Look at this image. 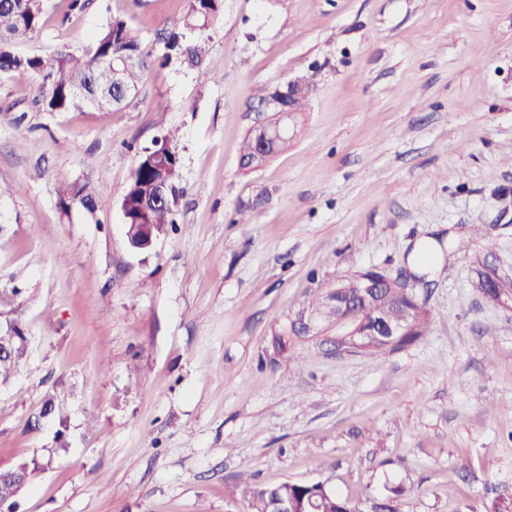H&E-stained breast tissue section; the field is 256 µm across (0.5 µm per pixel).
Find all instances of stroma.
<instances>
[{"label": "stroma", "instance_id": "obj_1", "mask_svg": "<svg viewBox=\"0 0 512 512\" xmlns=\"http://www.w3.org/2000/svg\"><path fill=\"white\" fill-rule=\"evenodd\" d=\"M70 3L45 0L18 52L84 50L120 16L153 61L111 111L46 112L37 76L0 75V319L32 338L0 388V468L55 446L27 423L75 390L68 452L0 512H247L242 474L366 504L401 485L399 512L512 502V309L471 285L480 262L512 278V0H219L204 29L189 0ZM173 32L198 65L167 57ZM294 81L287 150L242 167L271 117L256 88ZM163 138L174 222L138 250L120 200ZM64 183L111 203L62 209ZM368 267L427 273L425 336L289 334Z\"/></svg>", "mask_w": 512, "mask_h": 512}]
</instances>
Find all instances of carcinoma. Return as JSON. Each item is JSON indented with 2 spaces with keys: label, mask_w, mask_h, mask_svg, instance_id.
Returning a JSON list of instances; mask_svg holds the SVG:
<instances>
[{
  "label": "carcinoma",
  "mask_w": 512,
  "mask_h": 512,
  "mask_svg": "<svg viewBox=\"0 0 512 512\" xmlns=\"http://www.w3.org/2000/svg\"><path fill=\"white\" fill-rule=\"evenodd\" d=\"M218 10V0H190L185 20L188 28H202L209 23ZM43 0H0V72L36 73L41 76L39 97L47 112H82L91 107V96L107 94L96 108L120 106L131 94L137 92L144 70L149 65L150 54L145 52L142 40L125 19L114 17L98 33L92 45L81 53L68 49L58 51L46 62L37 56L19 54L14 46L32 37L42 25ZM128 55L137 57L134 67L124 70L118 82L111 81L106 62ZM159 175L158 166L144 164L137 178L130 181L129 197L147 192ZM83 188L73 184L60 188V201L64 206L74 203L103 207L109 197L102 193L97 198L82 195ZM379 305L386 313L396 315L406 308L420 310L418 324L399 343L388 347L394 351L411 344L425 335L428 313L419 302L414 286L401 282L395 288H384L373 300L362 305L358 318L371 317V309ZM26 361L24 354L0 355V386L7 385ZM74 395L73 389L49 394L44 400L41 415H49L60 430L68 427V404ZM241 498L247 503L249 512H269L272 496L286 494L297 504L299 512H357L358 502L330 491L323 492L314 485L287 484L259 485L247 479L239 485Z\"/></svg>",
  "instance_id": "carcinoma-1"
}]
</instances>
